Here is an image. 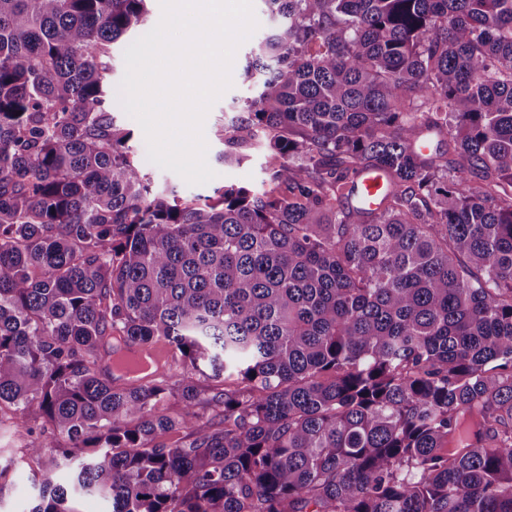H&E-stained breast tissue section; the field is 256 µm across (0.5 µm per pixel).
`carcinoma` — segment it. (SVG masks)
<instances>
[{
  "instance_id": "obj_1",
  "label": "carcinoma",
  "mask_w": 512,
  "mask_h": 512,
  "mask_svg": "<svg viewBox=\"0 0 512 512\" xmlns=\"http://www.w3.org/2000/svg\"><path fill=\"white\" fill-rule=\"evenodd\" d=\"M147 2L0 0V404L68 470L29 512H512V0H264L224 141L270 188L204 204L106 106ZM157 337L173 384L118 357ZM382 186L383 182L379 175L371 170L364 171L354 185V206L375 209Z\"/></svg>"
}]
</instances>
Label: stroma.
I'll use <instances>...</instances> for the list:
<instances>
[{
    "mask_svg": "<svg viewBox=\"0 0 512 512\" xmlns=\"http://www.w3.org/2000/svg\"><path fill=\"white\" fill-rule=\"evenodd\" d=\"M253 8L259 26L237 49L231 72L232 85L205 118L207 161L215 172L214 178L205 184H187L176 173L148 161L147 145L140 125L118 103V86L126 70L124 52L127 44L122 41L114 46L112 83L107 92L110 110L117 125L131 131V151L157 188H174L179 197L197 202L219 197L228 185H243L258 191L268 189L267 150L263 140H254L243 148L244 158L241 162L227 165L221 160L222 154L228 150L224 142V128L238 117L240 108L255 91L254 81L247 79L244 74L251 51L270 34L272 28L263 0H253ZM17 414L15 406L7 403L0 405V462L7 466L5 473L0 475V512H28L34 499V486L47 472L46 458L34 457L26 452L25 431L14 423Z\"/></svg>",
    "mask_w": 512,
    "mask_h": 512,
    "instance_id": "35a3bbf8",
    "label": "stroma"
}]
</instances>
